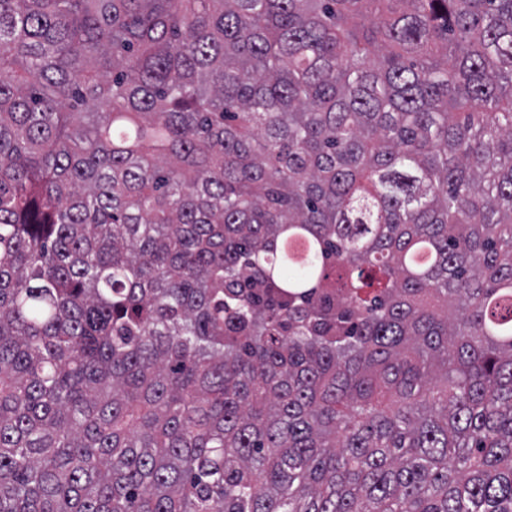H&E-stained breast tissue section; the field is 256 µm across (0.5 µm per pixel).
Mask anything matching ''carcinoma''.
<instances>
[{
  "instance_id": "carcinoma-1",
  "label": "carcinoma",
  "mask_w": 512,
  "mask_h": 512,
  "mask_svg": "<svg viewBox=\"0 0 512 512\" xmlns=\"http://www.w3.org/2000/svg\"><path fill=\"white\" fill-rule=\"evenodd\" d=\"M0 512H512V0H0Z\"/></svg>"
}]
</instances>
